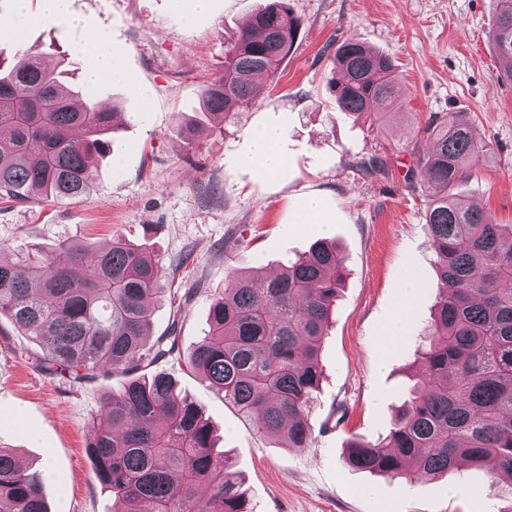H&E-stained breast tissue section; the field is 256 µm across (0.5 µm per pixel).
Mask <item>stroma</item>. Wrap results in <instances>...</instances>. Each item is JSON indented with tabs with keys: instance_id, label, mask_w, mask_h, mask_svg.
<instances>
[{
	"instance_id": "stroma-1",
	"label": "stroma",
	"mask_w": 512,
	"mask_h": 512,
	"mask_svg": "<svg viewBox=\"0 0 512 512\" xmlns=\"http://www.w3.org/2000/svg\"><path fill=\"white\" fill-rule=\"evenodd\" d=\"M263 2L212 0L208 13L190 21L176 0H71L78 22L70 25L44 17L40 0H28L27 20L14 23L12 0H0V49L62 60L85 95L104 107L119 104L127 115L89 193L0 202V257L15 259L21 244L51 252L70 238L102 245L121 237L151 243L169 277L192 251L200 281L192 300L178 318L167 299L152 303L149 324L154 339L179 319L186 353L206 333L209 306L234 272L260 262L276 270L316 241H335L346 278L321 343L312 447H277L179 357L158 362L157 370L212 424L251 512H502L512 504L506 484L481 470L411 484L343 463L352 437L388 434L433 317L430 190L418 165L432 119L466 113L486 150L454 191L496 223L512 224V82L493 50L497 0H288L301 28L278 77L264 82L252 108L209 115L202 88L223 72L228 43ZM94 36L126 81L105 75L85 82L90 58L75 48ZM347 41L395 65L397 104L383 133L344 117L329 94L334 54ZM183 123L202 127L203 135L184 140ZM267 125L284 130L288 167L276 177L238 163L254 131ZM373 156L386 160L384 171L366 172L363 162ZM308 195L335 211V223L303 224L284 235L289 211ZM409 276L417 281L411 317L403 336L383 346L382 320ZM44 350L0 318V445L15 449L26 467H50L43 488L50 512H112L87 444L104 395L122 378L71 384L39 368ZM363 485L375 495L360 496Z\"/></svg>"
}]
</instances>
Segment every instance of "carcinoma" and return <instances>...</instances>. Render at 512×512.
I'll return each mask as SVG.
<instances>
[{
    "label": "carcinoma",
    "instance_id": "obj_1",
    "mask_svg": "<svg viewBox=\"0 0 512 512\" xmlns=\"http://www.w3.org/2000/svg\"><path fill=\"white\" fill-rule=\"evenodd\" d=\"M300 22L288 0H267L238 34L224 72L202 90L212 115L252 105L255 80L276 78ZM494 47L512 81V0H497ZM339 79L329 83L341 114L375 124L394 103L395 65L358 42L336 48ZM65 86L39 58L0 51V201L70 199L85 194L96 161L110 152L116 107ZM420 159L433 189L426 229L442 296L419 348V374L389 433L352 439L346 467L409 482L463 467L509 479L512 500V225L448 193L467 179L480 146L463 112L431 122ZM150 249L123 239L107 246L65 240L50 253L0 260V316L33 341L47 374L80 383L99 375L124 380L102 401L87 449L112 512H251L242 483L226 472L210 423L165 373L141 376L143 363L180 353L181 327L147 345L149 305L168 294L176 312L191 299L161 287ZM345 270L336 245L315 243L269 279L236 273L209 307L208 331L186 358L224 401L257 419L258 432L305 449L315 437L310 402L322 379L320 345ZM0 512H49L41 473L0 447Z\"/></svg>",
    "mask_w": 512,
    "mask_h": 512
}]
</instances>
